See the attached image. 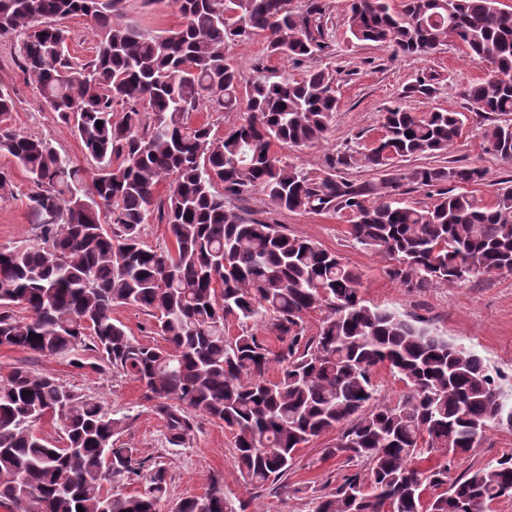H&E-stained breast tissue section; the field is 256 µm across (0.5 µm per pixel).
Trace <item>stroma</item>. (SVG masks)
Listing matches in <instances>:
<instances>
[{
	"mask_svg": "<svg viewBox=\"0 0 512 512\" xmlns=\"http://www.w3.org/2000/svg\"><path fill=\"white\" fill-rule=\"evenodd\" d=\"M325 30L329 49L313 57L295 60L269 55L263 36L236 43L231 56L241 82H249L261 69L287 78H300L311 70L326 69L336 78L338 112L325 141L304 150H287L290 163L307 171L323 169L328 157L345 153L350 157L341 176L354 180L372 179L363 155L381 135V116L387 109L401 107L422 115L435 110L464 112L468 120L461 136L449 148L447 161L456 166L477 167L483 181L470 185L472 195L485 207H493L500 188L512 186V165L496 160L485 149V118L473 115L466 98L471 84L486 77L482 65L472 62L465 48L455 41L444 42L430 55L407 57L394 54L385 45L352 40L345 20L343 0H325ZM128 21L157 32L181 23L177 9L160 0L149 6L144 0H127ZM15 41L0 37V84L9 86L15 98L10 122L20 132L49 140L62 154L83 161L77 137L54 112L42 107L34 85L13 62ZM427 80L430 94L416 93L415 85ZM32 183L22 171H14L9 190L0 193V245L17 246L32 237L31 218L26 206ZM248 216L284 225L289 233L313 240L363 275L361 294L370 304L426 320L438 334L477 352L491 373L497 374L508 402L512 403V274H492L466 283L438 288L412 289L391 279L386 259L355 245L349 235V221L341 213H308L276 210L261 193L254 192L239 203ZM23 367L36 375L54 376L75 393L94 398L124 421L121 443L137 448L148 465L166 466L169 474L167 505L204 495L210 480L223 476L229 498L245 497L232 457L233 433L223 422L196 414L193 436L181 446L169 445L162 419L143 397L136 381L111 372L78 369L67 361L30 354L0 346V376ZM338 431L311 439L298 453L285 477V489L256 492L250 512H310L311 501L336 487L343 474L366 472L364 463L345 462L329 455ZM512 454V429L489 430L477 448L453 457L451 476Z\"/></svg>",
	"mask_w": 512,
	"mask_h": 512,
	"instance_id": "1",
	"label": "stroma"
}]
</instances>
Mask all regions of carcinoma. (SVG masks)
<instances>
[{
	"instance_id": "obj_1",
	"label": "carcinoma",
	"mask_w": 512,
	"mask_h": 512,
	"mask_svg": "<svg viewBox=\"0 0 512 512\" xmlns=\"http://www.w3.org/2000/svg\"><path fill=\"white\" fill-rule=\"evenodd\" d=\"M182 22L157 33L123 20L125 0H0V35L18 37L14 62L96 163L87 175L44 138L14 129V97L0 84V152L29 175L34 234L0 246V346L65 358L79 369L111 370L140 383L180 446L193 414L234 432L246 490L276 483L312 438L342 429L331 453L368 466L315 498L312 512H490L512 497V456L449 478L448 449L463 454L492 427L512 428V405L476 352L393 310L368 305L362 275L336 253L281 224L246 219L232 204L260 192L277 209L344 212L361 248L393 261L390 278L409 288L512 273V187L482 207L461 187L478 168L392 161L439 157L462 134L465 113L382 115V134L364 155L377 181L338 175L348 158L312 175L275 150L312 147L331 130L338 99L324 70L289 80L258 71L243 86L230 55L264 35L272 56L310 57L329 45L326 4L308 0H171ZM359 42L425 57L458 39L490 77L467 90L479 113L507 120L484 129L486 150L512 165V11L498 0H347ZM85 17L93 56H71L67 21ZM211 102L243 110L222 136L189 115ZM102 127H96V122ZM439 188L431 206L397 198L403 181ZM168 183L165 195L158 193ZM166 224L171 245L147 248L143 226ZM149 312L165 345L137 341L113 316L117 306ZM25 314L18 315L16 308ZM323 308L309 336L304 315ZM262 325L281 344L226 323ZM34 337H29V334ZM93 351L97 361L84 362ZM277 380L267 379L272 366ZM384 367L405 391L377 398ZM55 418L66 447L33 430ZM124 420L55 378L16 367L0 377V507L7 512H157L167 468L150 469L138 449L117 444ZM140 482L135 494L122 491ZM112 484V491L104 483ZM247 512L212 480L176 512Z\"/></svg>"
}]
</instances>
